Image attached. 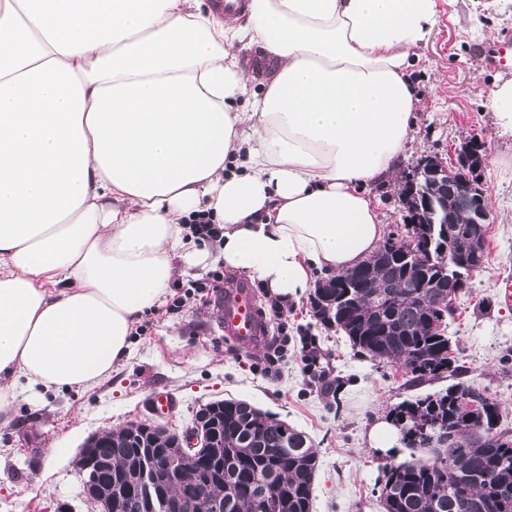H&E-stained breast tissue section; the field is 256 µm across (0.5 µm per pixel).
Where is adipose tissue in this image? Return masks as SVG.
Listing matches in <instances>:
<instances>
[{
  "label": "adipose tissue",
  "instance_id": "obj_1",
  "mask_svg": "<svg viewBox=\"0 0 512 512\" xmlns=\"http://www.w3.org/2000/svg\"><path fill=\"white\" fill-rule=\"evenodd\" d=\"M437 22V0H0V427L18 389L122 368L176 278L220 262L285 303L369 257ZM237 45L273 58L263 85Z\"/></svg>",
  "mask_w": 512,
  "mask_h": 512
}]
</instances>
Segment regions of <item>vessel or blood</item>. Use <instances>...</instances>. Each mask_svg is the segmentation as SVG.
<instances>
[{"label":"vessel or blood","instance_id":"1","mask_svg":"<svg viewBox=\"0 0 512 512\" xmlns=\"http://www.w3.org/2000/svg\"><path fill=\"white\" fill-rule=\"evenodd\" d=\"M215 303L221 312L220 327L225 337L240 349L251 351L268 343V324L248 282L238 279L229 283Z\"/></svg>","mask_w":512,"mask_h":512}]
</instances>
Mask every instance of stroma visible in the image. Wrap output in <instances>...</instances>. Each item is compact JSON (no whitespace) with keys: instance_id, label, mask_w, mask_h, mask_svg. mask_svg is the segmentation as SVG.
Segmentation results:
<instances>
[{"instance_id":"1","label":"stroma","mask_w":512,"mask_h":512,"mask_svg":"<svg viewBox=\"0 0 512 512\" xmlns=\"http://www.w3.org/2000/svg\"><path fill=\"white\" fill-rule=\"evenodd\" d=\"M438 23L419 53L411 79L418 122L398 176L374 186L389 232L404 230L400 176L429 155L452 161L464 140L487 151L482 173L491 211L488 260L454 301L447 334L463 380L484 389L512 430V307L498 296L500 275L512 273V134L500 130L486 106V89L505 82L487 55L512 34V0H438ZM175 306H161L137 327L127 363L93 390H19L16 419L0 429V512H55L69 502L91 512L74 459L92 434L130 421L157 422L175 432L190 425L200 405L242 399L305 432L318 454L313 512H383L380 480L407 448L372 447L370 428L390 419L402 402L448 388L451 378L410 381L400 367L358 352L340 332L314 317L309 295L270 317L273 338L287 352L240 351L218 327L215 292L192 284L173 289ZM321 353L310 363L303 344ZM168 393L173 405L157 414L151 398Z\"/></svg>"}]
</instances>
